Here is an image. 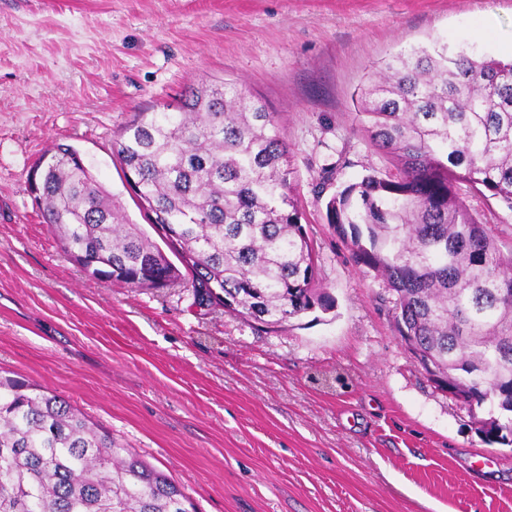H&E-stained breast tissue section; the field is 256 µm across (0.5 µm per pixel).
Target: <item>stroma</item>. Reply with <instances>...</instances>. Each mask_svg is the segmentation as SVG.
Returning <instances> with one entry per match:
<instances>
[{
  "instance_id": "1",
  "label": "stroma",
  "mask_w": 512,
  "mask_h": 512,
  "mask_svg": "<svg viewBox=\"0 0 512 512\" xmlns=\"http://www.w3.org/2000/svg\"><path fill=\"white\" fill-rule=\"evenodd\" d=\"M436 37L510 58L512 0H0V374L69 401L199 512H512V446L478 432L496 406L435 387L325 218L343 185L391 168L357 130L358 87ZM226 78L278 115L330 312L267 327L180 284L93 278L34 201L35 164L64 144L144 224L121 126ZM457 192L512 252V210Z\"/></svg>"
}]
</instances>
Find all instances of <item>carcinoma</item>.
Wrapping results in <instances>:
<instances>
[{"label":"carcinoma","mask_w":512,"mask_h":512,"mask_svg":"<svg viewBox=\"0 0 512 512\" xmlns=\"http://www.w3.org/2000/svg\"><path fill=\"white\" fill-rule=\"evenodd\" d=\"M358 129L389 155L337 190L326 220L383 278L395 327L448 387L512 413V256L459 200L466 182L512 210V59L432 39L380 62L357 92ZM150 223L60 148L36 201L68 259L132 288L183 284L194 304L266 326L334 308L317 267L278 115L233 80L193 87L172 110L134 113L113 141ZM487 439L512 445V418ZM186 494L112 432L41 386L0 377V512H185Z\"/></svg>","instance_id":"carcinoma-1"}]
</instances>
